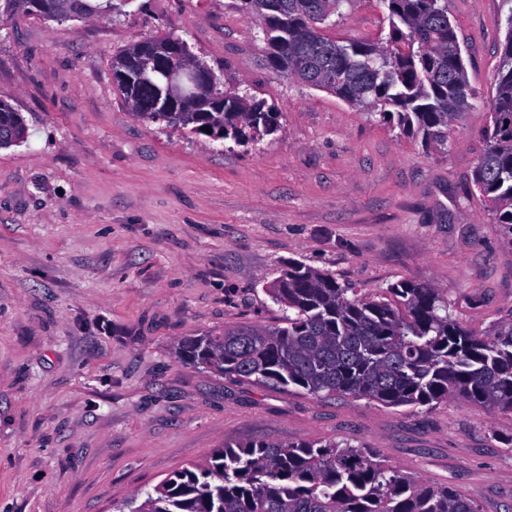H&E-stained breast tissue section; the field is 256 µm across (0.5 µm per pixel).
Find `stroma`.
Segmentation results:
<instances>
[{"label": "stroma", "mask_w": 512, "mask_h": 512, "mask_svg": "<svg viewBox=\"0 0 512 512\" xmlns=\"http://www.w3.org/2000/svg\"><path fill=\"white\" fill-rule=\"evenodd\" d=\"M511 13L448 0L473 96L435 152L269 71L237 0H128L66 21L0 0V99L29 128L0 149V512H115L253 438L368 446L480 512H512V412L286 393L176 356L190 336L278 324L265 286L292 260L363 297L430 282L478 332L512 314V247L470 184ZM387 33L380 0L326 30ZM159 35L272 103L279 131L238 145L137 119L112 58Z\"/></svg>", "instance_id": "1"}]
</instances>
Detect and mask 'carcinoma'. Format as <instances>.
Returning <instances> with one entry per match:
<instances>
[{
  "label": "carcinoma",
  "instance_id": "carcinoma-1",
  "mask_svg": "<svg viewBox=\"0 0 512 512\" xmlns=\"http://www.w3.org/2000/svg\"><path fill=\"white\" fill-rule=\"evenodd\" d=\"M258 23L269 69L335 94L377 122L448 148V128L472 91L447 0H381L386 43L340 44L323 34L351 0H240ZM113 0H47L39 16L108 18ZM165 36L131 45L112 62V84L137 118L247 143L272 135L279 113L264 99L215 85L191 118L165 112V74L128 76L164 54ZM485 149L473 185L512 241V14L498 63ZM24 118L0 100V148L27 141ZM282 310L273 327L238 325L179 344L180 360L223 375L320 397H363L385 406H432L457 397L512 411V317L485 334L455 318L431 283L402 279L372 299L329 272L293 261L266 286ZM137 512H480L455 490L388 467L369 448L331 441L258 439L215 449L204 464L163 479Z\"/></svg>",
  "mask_w": 512,
  "mask_h": 512
}]
</instances>
